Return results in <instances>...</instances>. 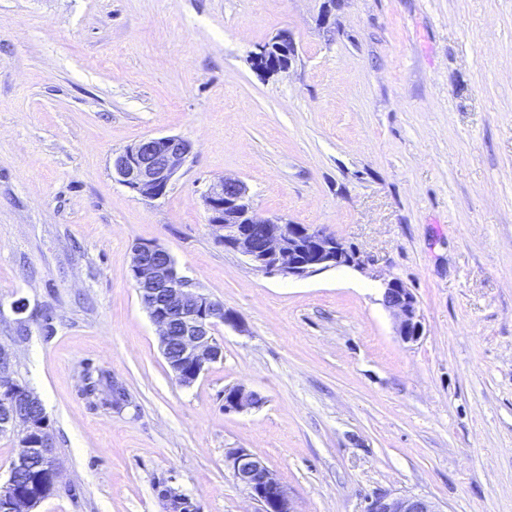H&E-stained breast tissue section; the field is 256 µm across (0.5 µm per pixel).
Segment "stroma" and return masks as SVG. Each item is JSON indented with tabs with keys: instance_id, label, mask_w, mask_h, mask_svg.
Here are the masks:
<instances>
[{
	"instance_id": "1",
	"label": "stroma",
	"mask_w": 512,
	"mask_h": 512,
	"mask_svg": "<svg viewBox=\"0 0 512 512\" xmlns=\"http://www.w3.org/2000/svg\"><path fill=\"white\" fill-rule=\"evenodd\" d=\"M0 0V345L41 400L61 469L37 512H254L224 458L246 448L296 512L381 494L512 512V0ZM289 33L274 74L251 54ZM193 154L167 194L112 159L151 136ZM314 224L363 269L303 279L224 249L202 195ZM166 248L243 331L179 385L131 279ZM419 301L397 336L380 280ZM24 312H16L17 301ZM106 373L130 405L101 403ZM264 399L224 410V389ZM159 496L163 501L164 512H201L194 500L172 487H164Z\"/></svg>"
}]
</instances>
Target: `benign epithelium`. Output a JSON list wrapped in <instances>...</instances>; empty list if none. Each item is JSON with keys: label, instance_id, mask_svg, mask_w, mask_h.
<instances>
[{"label": "benign epithelium", "instance_id": "benign-epithelium-1", "mask_svg": "<svg viewBox=\"0 0 512 512\" xmlns=\"http://www.w3.org/2000/svg\"><path fill=\"white\" fill-rule=\"evenodd\" d=\"M296 54L293 38L282 33L253 55L255 67L264 72L286 68ZM193 152L192 142L179 135L143 138L112 160L118 181L141 196L159 199ZM203 204L208 223L224 248L247 261L266 276L305 278L341 266H358L355 253L324 227L291 224L281 217H265L254 207L245 183L224 177L212 182ZM131 278L141 304L156 327L163 357L177 382L192 386L209 364L222 358L223 349L214 336L222 324L241 329L239 317L224 303L203 294L181 274L169 252L157 243L141 242L132 248ZM382 302L392 313L397 336L413 343L423 335L422 315L415 294L397 278L382 282ZM0 435L14 429L15 413L41 404L24 384L12 377L11 357L0 346ZM264 399L243 385L224 389V412L244 413L263 405ZM40 462L47 480L36 492L19 488L16 476ZM225 465L236 483L258 505V512H296L287 488L258 456L246 448H234ZM60 471L45 410L28 419L27 434L19 438V450L8 479L0 483V512H34L56 488ZM165 512H200L189 496L172 487L159 493ZM365 512H443L425 497L379 495Z\"/></svg>", "mask_w": 512, "mask_h": 512}]
</instances>
